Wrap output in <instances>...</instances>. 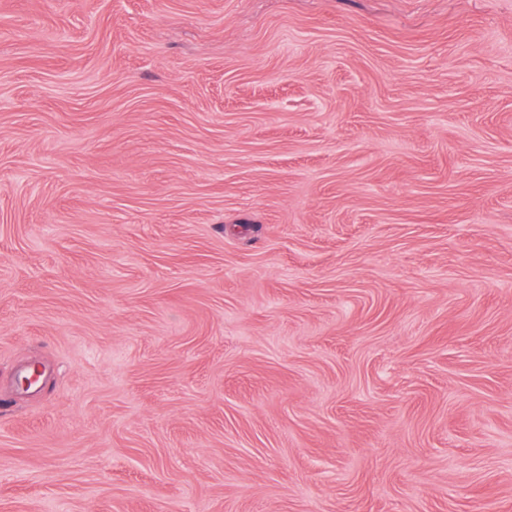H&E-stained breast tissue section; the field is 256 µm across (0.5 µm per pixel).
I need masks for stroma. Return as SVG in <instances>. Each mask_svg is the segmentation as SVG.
<instances>
[{
  "mask_svg": "<svg viewBox=\"0 0 512 512\" xmlns=\"http://www.w3.org/2000/svg\"><path fill=\"white\" fill-rule=\"evenodd\" d=\"M0 512H512V0H0Z\"/></svg>",
  "mask_w": 512,
  "mask_h": 512,
  "instance_id": "stroma-1",
  "label": "stroma"
}]
</instances>
